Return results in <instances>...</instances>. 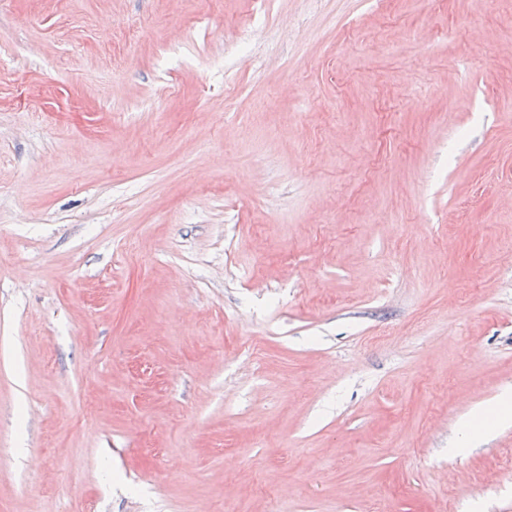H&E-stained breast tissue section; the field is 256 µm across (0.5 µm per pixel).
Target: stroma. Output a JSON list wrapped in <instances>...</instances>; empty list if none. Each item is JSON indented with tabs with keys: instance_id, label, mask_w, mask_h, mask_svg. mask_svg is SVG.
<instances>
[{
	"instance_id": "35a3bbf8",
	"label": "stroma",
	"mask_w": 512,
	"mask_h": 512,
	"mask_svg": "<svg viewBox=\"0 0 512 512\" xmlns=\"http://www.w3.org/2000/svg\"><path fill=\"white\" fill-rule=\"evenodd\" d=\"M0 0V512H512V0Z\"/></svg>"
}]
</instances>
